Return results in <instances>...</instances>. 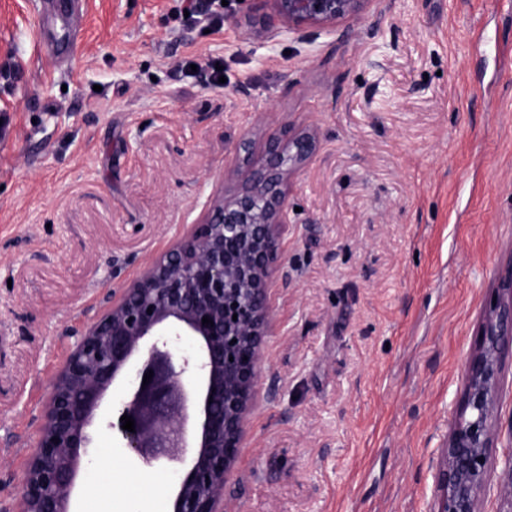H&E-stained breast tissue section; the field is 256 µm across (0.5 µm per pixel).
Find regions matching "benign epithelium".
I'll return each instance as SVG.
<instances>
[{"mask_svg": "<svg viewBox=\"0 0 512 512\" xmlns=\"http://www.w3.org/2000/svg\"><path fill=\"white\" fill-rule=\"evenodd\" d=\"M371 0H252L251 35L279 30L305 37L347 18H363ZM315 148V138L286 131L258 156L249 139L235 146L219 193L200 223L123 289L82 336L49 393L36 450L19 486L21 512H72L81 455L111 387L125 389L121 414L135 431L107 421L147 466L188 470L172 512H224V486L257 405L270 288L288 230V181ZM479 339L463 368V390L449 427L437 512H479L495 445L493 414L507 361H512V259L495 284ZM152 313H147V310ZM211 323H202L203 318ZM190 336L196 350L176 355L169 337ZM153 372L148 384L145 373Z\"/></svg>", "mask_w": 512, "mask_h": 512, "instance_id": "7a95c632", "label": "benign epithelium"}]
</instances>
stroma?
<instances>
[{
	"mask_svg": "<svg viewBox=\"0 0 512 512\" xmlns=\"http://www.w3.org/2000/svg\"><path fill=\"white\" fill-rule=\"evenodd\" d=\"M47 70L42 0H0V512L52 383L114 293L199 223L232 147L316 137L288 184L260 403L225 512H437L441 450L512 259V0H372L301 39L183 0H81ZM193 69H186V62ZM225 83L209 84L211 65ZM480 512H512V364ZM78 506L171 512L183 465L91 428Z\"/></svg>",
	"mask_w": 512,
	"mask_h": 512,
	"instance_id": "stroma-1",
	"label": "stroma"
}]
</instances>
